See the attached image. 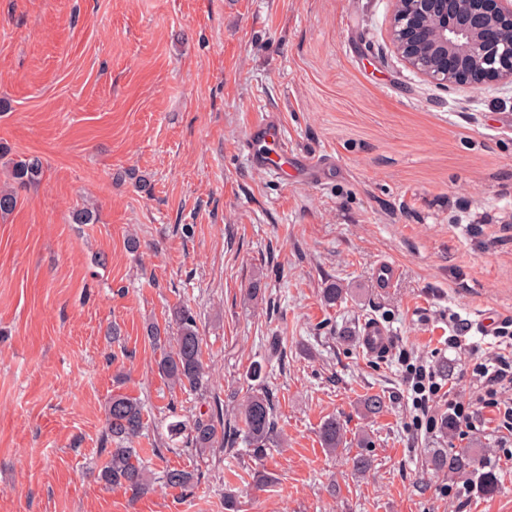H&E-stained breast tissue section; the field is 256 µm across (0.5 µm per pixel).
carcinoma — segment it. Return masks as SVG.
<instances>
[{"instance_id":"1","label":"carcinoma","mask_w":512,"mask_h":512,"mask_svg":"<svg viewBox=\"0 0 512 512\" xmlns=\"http://www.w3.org/2000/svg\"><path fill=\"white\" fill-rule=\"evenodd\" d=\"M43 162L38 156H20L12 161L10 177L19 186H31L40 182ZM147 338L155 347L161 348L156 361L158 372L173 388L204 396L208 388L206 370L202 360V341L194 313L185 306L172 310L170 325L160 328L152 325L147 329ZM239 415L243 423L242 433L246 447L256 456L267 448H278L282 439L277 429L274 405L269 392L255 389L239 403ZM146 428L144 408L141 402L125 394H114L105 407V430L103 442L110 445L106 461L98 478L107 486H121L141 495L151 490L156 483L170 488L189 491L198 482L193 470L164 468L155 471L141 459L135 441ZM224 409L214 402L210 413L193 420L191 425L181 421L169 424V431L177 436L186 434L187 444L198 454H204L224 439ZM323 448L336 451L343 443L344 431L341 423L330 418L320 429ZM481 453L477 448H435L426 457V462L436 472H448L476 482L486 494L496 493L500 486V473L494 468L480 469Z\"/></svg>"}]
</instances>
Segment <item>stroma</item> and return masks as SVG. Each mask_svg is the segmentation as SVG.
<instances>
[{"label": "stroma", "mask_w": 512, "mask_h": 512, "mask_svg": "<svg viewBox=\"0 0 512 512\" xmlns=\"http://www.w3.org/2000/svg\"><path fill=\"white\" fill-rule=\"evenodd\" d=\"M391 9L0 0V142L44 161L0 216V512H224L229 492L239 512H512L493 423L415 434L399 360L408 350L467 393L492 351L480 323L512 319V83L426 80L391 44ZM261 122L288 152L264 170L251 160ZM86 202L98 222L73 223ZM383 260L399 269L388 288L373 280ZM332 283L345 294L329 305ZM182 304L213 375L200 399L167 386L145 337ZM452 313L469 326L456 350ZM374 320L393 342L381 357L360 350ZM256 362L284 447L181 453L169 424L214 400L239 427ZM115 393L144 405L146 462L198 470L192 491L135 498L99 480ZM371 395L380 413L365 412ZM332 417L346 436L333 453L319 438ZM451 445L483 449L498 492L426 470V451ZM360 453L373 461L362 475ZM257 471L271 478L261 489Z\"/></svg>", "instance_id": "stroma-1"}]
</instances>
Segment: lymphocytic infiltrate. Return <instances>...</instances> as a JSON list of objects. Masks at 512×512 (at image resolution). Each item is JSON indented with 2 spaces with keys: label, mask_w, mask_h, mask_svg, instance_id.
<instances>
[{
  "label": "lymphocytic infiltrate",
  "mask_w": 512,
  "mask_h": 512,
  "mask_svg": "<svg viewBox=\"0 0 512 512\" xmlns=\"http://www.w3.org/2000/svg\"><path fill=\"white\" fill-rule=\"evenodd\" d=\"M494 335L501 349L474 365V392L467 398L444 390L432 365L413 358L408 351H400L411 391L414 430L434 432L438 415L443 412L455 431L466 435L479 429L480 414L487 410L493 414L497 430L512 434V321H503Z\"/></svg>",
  "instance_id": "obj_1"
}]
</instances>
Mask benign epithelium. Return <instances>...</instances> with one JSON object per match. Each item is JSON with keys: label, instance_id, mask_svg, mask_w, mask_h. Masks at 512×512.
<instances>
[{"label": "benign epithelium", "instance_id": "benign-epithelium-1", "mask_svg": "<svg viewBox=\"0 0 512 512\" xmlns=\"http://www.w3.org/2000/svg\"><path fill=\"white\" fill-rule=\"evenodd\" d=\"M389 37L433 83H512V0H392Z\"/></svg>", "mask_w": 512, "mask_h": 512}]
</instances>
